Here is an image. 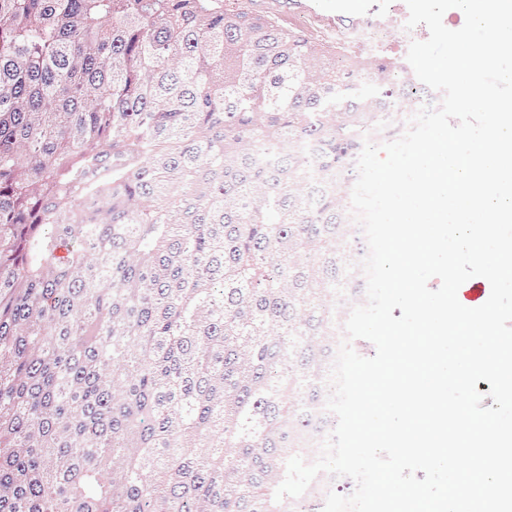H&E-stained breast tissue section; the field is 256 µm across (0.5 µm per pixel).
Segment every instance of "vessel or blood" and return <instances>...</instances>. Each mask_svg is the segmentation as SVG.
<instances>
[{
    "label": "vessel or blood",
    "instance_id": "b4317fda",
    "mask_svg": "<svg viewBox=\"0 0 512 512\" xmlns=\"http://www.w3.org/2000/svg\"><path fill=\"white\" fill-rule=\"evenodd\" d=\"M224 11L228 14L244 11L280 27H300L314 41L362 25L394 26L407 21L409 15L403 4L395 12H388L384 0H362L355 9L350 7L349 0H224Z\"/></svg>",
    "mask_w": 512,
    "mask_h": 512
}]
</instances>
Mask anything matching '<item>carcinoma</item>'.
I'll return each instance as SVG.
<instances>
[{"instance_id":"1","label":"carcinoma","mask_w":512,"mask_h":512,"mask_svg":"<svg viewBox=\"0 0 512 512\" xmlns=\"http://www.w3.org/2000/svg\"><path fill=\"white\" fill-rule=\"evenodd\" d=\"M340 55L223 0H0V512H313L329 475L275 491L336 424L356 160L435 100Z\"/></svg>"}]
</instances>
